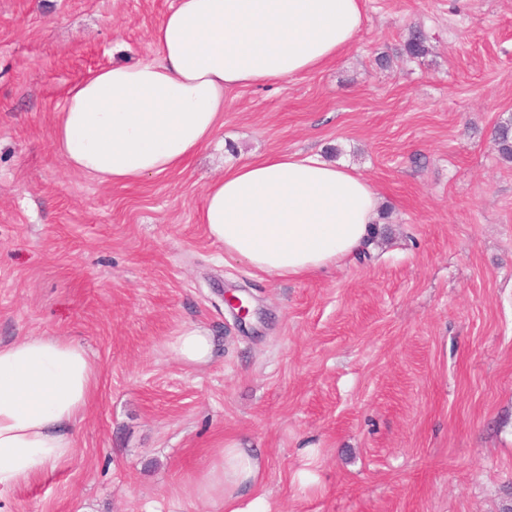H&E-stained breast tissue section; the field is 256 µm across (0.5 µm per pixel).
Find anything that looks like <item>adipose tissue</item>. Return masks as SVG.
Returning <instances> with one entry per match:
<instances>
[{"label": "adipose tissue", "instance_id": "obj_1", "mask_svg": "<svg viewBox=\"0 0 512 512\" xmlns=\"http://www.w3.org/2000/svg\"><path fill=\"white\" fill-rule=\"evenodd\" d=\"M363 0H175L153 28L154 58L114 64L71 85L53 127L55 153L103 183L185 167L215 138L224 93L281 82L334 60L356 40ZM379 195L352 169L278 153L208 183L199 221L225 255L281 278L335 265L360 250ZM188 367L210 363L214 339L184 323L166 342ZM97 380L78 343L29 336L0 344V493L72 460L75 430ZM261 460L225 444L184 484L225 512H268Z\"/></svg>", "mask_w": 512, "mask_h": 512}]
</instances>
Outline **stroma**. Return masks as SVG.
Listing matches in <instances>:
<instances>
[{"label":"stroma","instance_id":"obj_1","mask_svg":"<svg viewBox=\"0 0 512 512\" xmlns=\"http://www.w3.org/2000/svg\"><path fill=\"white\" fill-rule=\"evenodd\" d=\"M173 3L0 0V343L58 336L98 366L74 459L0 512H219L181 487L230 441L260 454L270 512H506L512 163L493 131L512 120V0H364L335 61L226 91L186 169L70 170L51 146L67 88L154 56ZM415 28L430 52L411 60ZM280 151L364 175L373 243L294 279L225 256L198 222L207 183ZM187 322L215 339L205 367L165 348Z\"/></svg>","mask_w":512,"mask_h":512}]
</instances>
